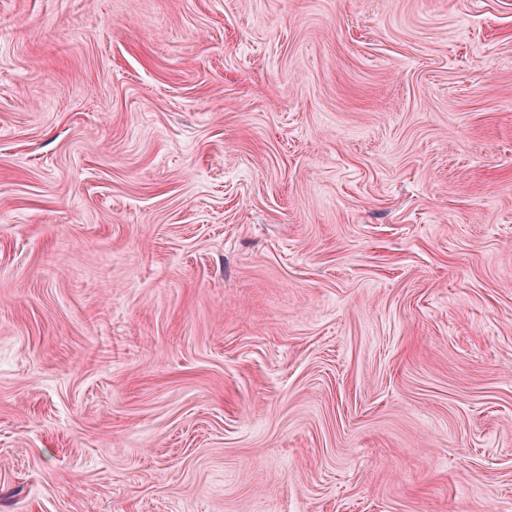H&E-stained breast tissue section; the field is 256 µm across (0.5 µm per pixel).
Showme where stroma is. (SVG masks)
Masks as SVG:
<instances>
[{
	"label": "stroma",
	"mask_w": 512,
	"mask_h": 512,
	"mask_svg": "<svg viewBox=\"0 0 512 512\" xmlns=\"http://www.w3.org/2000/svg\"><path fill=\"white\" fill-rule=\"evenodd\" d=\"M0 512H512V0H0Z\"/></svg>",
	"instance_id": "35a3bbf8"
}]
</instances>
